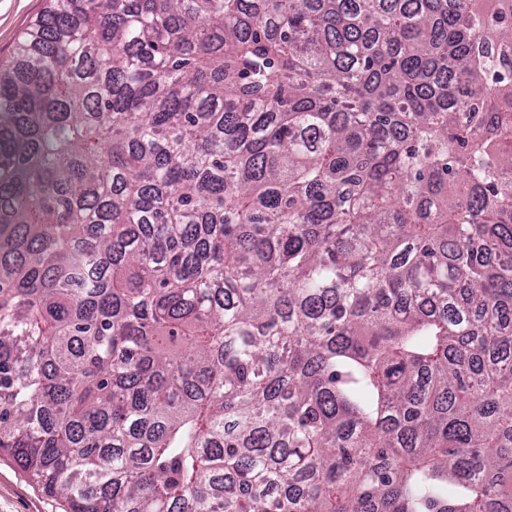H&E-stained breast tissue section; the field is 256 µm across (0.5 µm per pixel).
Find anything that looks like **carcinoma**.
Listing matches in <instances>:
<instances>
[{"label":"carcinoma","mask_w":512,"mask_h":512,"mask_svg":"<svg viewBox=\"0 0 512 512\" xmlns=\"http://www.w3.org/2000/svg\"><path fill=\"white\" fill-rule=\"evenodd\" d=\"M0 450L70 512H512V0H48Z\"/></svg>","instance_id":"obj_1"}]
</instances>
